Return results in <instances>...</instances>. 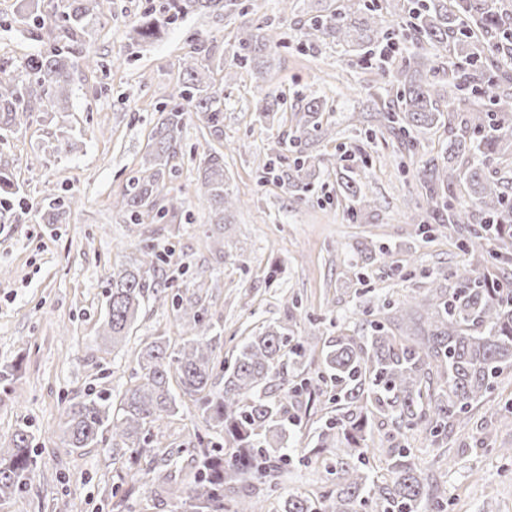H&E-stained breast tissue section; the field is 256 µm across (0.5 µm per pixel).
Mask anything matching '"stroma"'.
Instances as JSON below:
<instances>
[{
	"mask_svg": "<svg viewBox=\"0 0 512 512\" xmlns=\"http://www.w3.org/2000/svg\"><path fill=\"white\" fill-rule=\"evenodd\" d=\"M237 2L233 14L189 15L141 46L128 32L148 0H105L89 36L98 64L78 67L70 85L66 123L81 150L54 153L59 132L47 121L0 140V164L19 186L14 223L0 224V443L24 426L37 454L31 487L0 512H186L183 498L164 492V481L191 486L197 449L218 439L189 398L151 430V486L138 482V466L113 454L110 442L74 452L63 433L67 405L123 389L142 346L160 337L181 343L176 304L204 309L229 363L256 327L290 315L297 335L324 344L340 330L361 331L383 302L419 295L428 273L471 262L447 225L421 208L417 170L428 157L445 154L447 128L419 135L417 146L402 144L373 118L376 99L394 100L395 89L383 82L369 87L367 65L349 47L304 42L302 25L337 0ZM18 6L0 0L4 77L20 76L26 57L44 45L20 22ZM245 23L263 27L274 54L265 78L236 65L234 34ZM199 47L208 48L215 72L234 75L224 84L223 131L211 134L190 116L175 170L160 186L162 197L181 199L179 219L131 223L116 201L145 163L149 134L179 85L183 57ZM270 91L282 96V121L266 122L255 111ZM305 95L331 105V137L296 138L294 114ZM213 150L223 153L229 187L241 200L226 224L210 223L196 192L198 163ZM280 153L318 158L329 174L297 200L264 169ZM347 169L366 196L363 223L339 193L336 175ZM55 201L64 206L61 223H43V208ZM382 246L389 255L379 254ZM152 250L168 256L153 276L164 296L147 297L127 341L112 346L100 335L110 275ZM409 254L416 263L406 269ZM508 401L511 369L467 425L449 432L448 454L425 436L409 437L416 462L447 498V512H512V466L473 446L485 416ZM325 486L321 464L293 463L268 508L277 512L288 493L316 495Z\"/></svg>",
	"mask_w": 512,
	"mask_h": 512,
	"instance_id": "obj_1",
	"label": "stroma"
}]
</instances>
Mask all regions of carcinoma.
Instances as JSON below:
<instances>
[{
	"mask_svg": "<svg viewBox=\"0 0 512 512\" xmlns=\"http://www.w3.org/2000/svg\"><path fill=\"white\" fill-rule=\"evenodd\" d=\"M51 22L36 15L27 24L36 30L62 32L65 43L54 44L24 62V77L0 82V133H8L40 115L68 110L71 70L77 60L91 68L94 56L85 52L87 29L102 0H61ZM233 0H166L160 10L146 9L134 28L140 42L158 39L167 26L193 14L226 9ZM505 0H341L336 10L312 18L300 28L313 45L332 37L358 54L379 40L397 52L389 18L409 20L413 32L424 35L462 66L452 71L441 56L414 55L374 67L396 89L397 103L380 111L384 126L407 140L448 118V156L426 160L417 172L425 190L427 212L457 235L468 254L497 243L492 268L464 269L453 274L436 271L419 296L387 301L384 314L367 321L363 336L340 333L324 345L317 376L301 378L300 367L316 347V337L293 340L295 323L288 317L268 323L242 344L233 365L220 360L221 336L196 306L176 305V317L187 327L189 339L172 346L158 338L136 353L138 371L118 402L103 394L87 395L65 410L68 448H95L110 434L112 453L138 456L149 452L147 432L178 412L179 396L198 404L206 421L224 439V446L202 448L199 476L187 491V512H224L226 493L234 484L248 483L235 512H268L267 492L277 487L288 465L292 429L284 421L282 400L270 394L272 382L287 386L291 425L303 427L308 400L336 393V417L317 431L316 454L327 452L325 470L330 486L317 495L293 493L282 500V512H445L444 498L414 461L408 435L425 433L440 444L448 430L463 423L471 409L496 387L498 377L512 367V181L498 175V165L512 161V75L496 74L488 65L496 55L512 59V8ZM239 67L262 78L272 67L263 27L243 25L236 35ZM183 78L171 103L159 110L148 143V167L132 177L122 194L121 207L132 212L134 223L176 220L182 202L170 198L156 206L187 120L197 112L221 132L224 89L213 71L194 55L181 63ZM472 106L458 116L459 106ZM278 98L266 95L256 103L261 119L274 122ZM302 133L328 136L323 126L327 100L309 98L300 107ZM278 179L300 196L309 191L318 161L297 157L283 166ZM346 196L357 203L354 218L365 221L361 188L349 175L340 176ZM198 191L209 204L211 223L228 222V212L241 203L230 193L224 155L212 152L198 167ZM462 185L468 200L459 201ZM13 173L0 164V224L11 219ZM164 257L144 253L140 265L111 274L102 335L116 347L126 341L147 292L149 272ZM293 375L284 376L285 365ZM223 372V388L213 378ZM176 379L181 394L170 388ZM390 422L387 438L388 477L370 467L374 457L371 421ZM37 462L32 439L16 430L10 445L0 447V504L11 501L35 480Z\"/></svg>",
	"mask_w": 512,
	"mask_h": 512,
	"instance_id": "carcinoma-1",
	"label": "carcinoma"
}]
</instances>
